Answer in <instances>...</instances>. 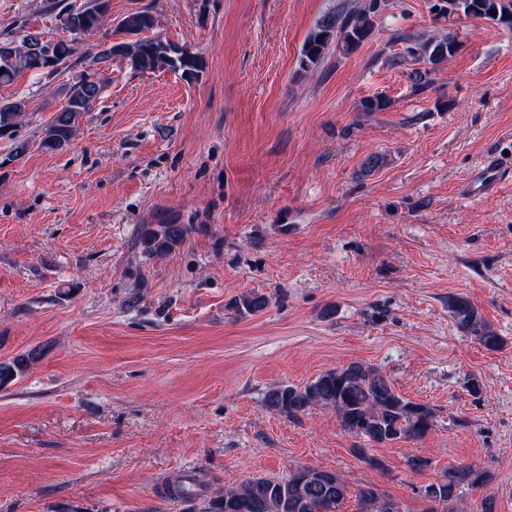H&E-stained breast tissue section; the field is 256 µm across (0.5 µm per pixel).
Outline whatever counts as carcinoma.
Here are the masks:
<instances>
[{"label": "carcinoma", "instance_id": "carcinoma-1", "mask_svg": "<svg viewBox=\"0 0 512 512\" xmlns=\"http://www.w3.org/2000/svg\"><path fill=\"white\" fill-rule=\"evenodd\" d=\"M110 0H85L79 6L62 4L60 0L48 5L55 14L63 31L70 39L58 42L54 50L57 67L68 66V61L78 51L71 43L81 41V36L97 32L109 12ZM439 13L463 14L467 17L488 20L496 25L512 29V0H439ZM382 9L381 0H365L353 12H333L323 16L307 37L303 46L300 66L307 71L315 66L327 49L336 46L349 52L371 35L374 21ZM497 14H492V10ZM156 26V17L148 10L127 14L119 23V29L127 39L117 44L102 41L86 50L93 65H103L119 56L131 63L132 69L153 72L168 69L193 79L203 71V60L178 44L150 35ZM405 43L406 57L425 58L433 65L448 60L456 52L453 36L398 35ZM50 42L41 33L24 31L0 34V85L13 83L27 71L41 74L40 66ZM49 75L55 70L45 72ZM104 81L85 76L75 82L66 106L56 112L52 121L41 133L39 148L56 152L68 146L76 134L79 115L89 111L102 94ZM25 112L22 101H0V138L14 142L11 158L22 156L28 143L16 139L17 128L23 123ZM184 224H159L145 228L141 235L144 251L162 254L174 249L188 234ZM268 306L262 295L242 299V309L254 314ZM448 312L460 332L475 337L480 345L490 351L502 348L504 340L486 323L470 301L462 296L448 297ZM33 360V355H21L10 362L0 363V385L14 380L23 373ZM268 408L288 418L297 419L312 406H324L336 411L344 430L366 439L372 445L385 447L407 439L420 441L435 427V412L421 402H415L398 393L390 382L374 369L361 363H350L332 369L303 384H278L264 395ZM489 481L487 472L469 465L448 468L436 482L427 485L424 493L432 501L446 505L454 512L453 504L459 499L462 488H479ZM351 489L335 471L328 469L301 468L286 478L248 479L224 494L212 504L214 512H341V506Z\"/></svg>", "mask_w": 512, "mask_h": 512}]
</instances>
